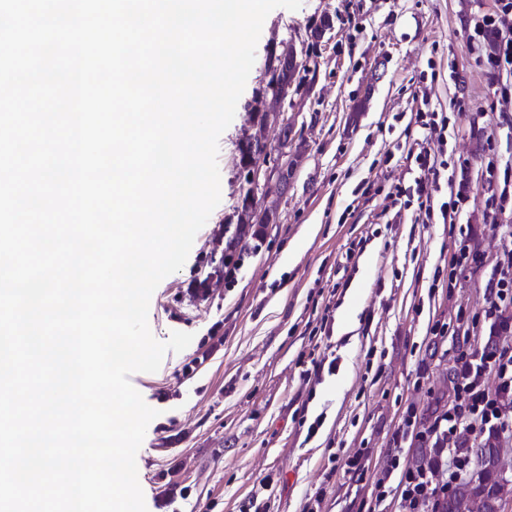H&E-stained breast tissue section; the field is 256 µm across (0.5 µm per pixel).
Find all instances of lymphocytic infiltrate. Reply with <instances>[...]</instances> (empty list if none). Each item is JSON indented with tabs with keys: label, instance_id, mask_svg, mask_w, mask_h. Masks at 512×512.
Here are the masks:
<instances>
[{
	"label": "lymphocytic infiltrate",
	"instance_id": "f902f5d3",
	"mask_svg": "<svg viewBox=\"0 0 512 512\" xmlns=\"http://www.w3.org/2000/svg\"><path fill=\"white\" fill-rule=\"evenodd\" d=\"M512 14V0H498L496 10L482 14L467 24V42L476 60L496 82H512V27L506 15ZM411 162L419 171L412 184L400 193L415 204L423 222L434 214L457 211L465 200L464 191L439 203L436 174L448 169L447 160L419 143ZM487 306L484 320L490 337L512 332V277L493 276L484 283ZM456 386L462 401L448 410L436 411L429 421L409 413L393 438L394 447L387 456L385 478L378 481L377 502L388 495L398 496L405 512H434L468 471V459L460 455L463 446L479 445L488 434L512 438V349L480 347L462 349L453 358ZM494 376L495 389L487 391L486 376ZM413 442L439 451L435 467L422 468L407 460L406 443Z\"/></svg>",
	"mask_w": 512,
	"mask_h": 512
}]
</instances>
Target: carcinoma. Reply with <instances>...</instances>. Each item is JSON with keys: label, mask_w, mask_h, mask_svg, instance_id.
<instances>
[{"label": "carcinoma", "mask_w": 512, "mask_h": 512, "mask_svg": "<svg viewBox=\"0 0 512 512\" xmlns=\"http://www.w3.org/2000/svg\"><path fill=\"white\" fill-rule=\"evenodd\" d=\"M264 151V145L258 141L247 138L239 146L240 164L243 168L255 164ZM264 236L261 229H251L244 224L236 223L235 229L224 240V251L237 250L246 239H255ZM467 455L482 454L477 461L476 470L460 480L453 491L448 495V501L457 504H471L476 512H491L487 502L494 499L501 501L507 494L508 485L512 481L504 477L500 462V448L498 442L489 438L482 448H465Z\"/></svg>", "instance_id": "obj_1"}]
</instances>
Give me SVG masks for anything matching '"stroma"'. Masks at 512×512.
I'll use <instances>...</instances> for the list:
<instances>
[{"mask_svg": "<svg viewBox=\"0 0 512 512\" xmlns=\"http://www.w3.org/2000/svg\"><path fill=\"white\" fill-rule=\"evenodd\" d=\"M496 0H303L274 9L233 121L219 138L221 201L198 231L178 272L149 304L160 341L191 333L158 371L131 375L159 412L136 455L147 512H249L261 496L267 512H373L392 436L409 404L434 406L458 349L481 345L482 325H466L435 344L429 323L457 310L482 314L483 284L512 242L486 215L485 165L512 162V104L466 47L465 18ZM329 13L334 39L298 116L304 125L298 165L276 199L275 223L260 250L246 248L233 277L211 275L247 185L240 141L260 134L261 164L290 159L280 126L254 120L272 53L298 45ZM446 119L448 146L467 159L456 181L469 199L454 217L421 223L396 200L412 182L407 153L422 137L421 98ZM461 101V110L451 102ZM484 252L455 292L438 280L457 269L461 236ZM365 239L351 257V242ZM206 281L204 293H195ZM330 313V338L308 322ZM337 357L335 374L305 379L300 359ZM322 425L308 435L314 420ZM365 449V469H342L344 454ZM268 489H261L263 479Z\"/></svg>", "mask_w": 512, "mask_h": 512, "instance_id": "35a3bbf8", "label": "stroma"}]
</instances>
